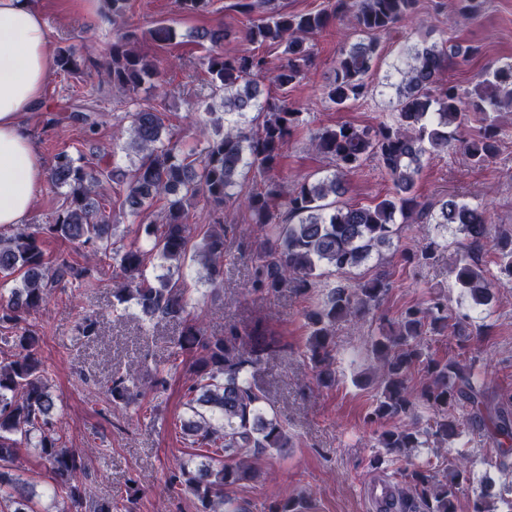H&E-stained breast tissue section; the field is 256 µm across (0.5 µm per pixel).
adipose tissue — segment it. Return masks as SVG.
Here are the masks:
<instances>
[{"label": "adipose tissue", "mask_w": 512, "mask_h": 512, "mask_svg": "<svg viewBox=\"0 0 512 512\" xmlns=\"http://www.w3.org/2000/svg\"><path fill=\"white\" fill-rule=\"evenodd\" d=\"M55 66L37 0H0V226L24 223L46 177L22 116Z\"/></svg>", "instance_id": "obj_1"}]
</instances>
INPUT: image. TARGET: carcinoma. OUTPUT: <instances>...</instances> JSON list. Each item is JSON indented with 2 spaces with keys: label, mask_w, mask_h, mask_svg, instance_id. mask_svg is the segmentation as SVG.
<instances>
[{
  "label": "carcinoma",
  "mask_w": 512,
  "mask_h": 512,
  "mask_svg": "<svg viewBox=\"0 0 512 512\" xmlns=\"http://www.w3.org/2000/svg\"><path fill=\"white\" fill-rule=\"evenodd\" d=\"M101 2L102 13L112 22L125 16L127 0ZM211 3L179 0L180 9L188 15L208 12ZM486 3L450 0L448 22L475 18ZM416 8L417 0H331L328 8L307 13L271 8L265 20L247 30L246 38L283 47L284 57L277 64L259 53L224 54L221 27L197 31V38L209 43L201 66L212 95L221 96L226 118L215 121L216 137L195 158L163 135L162 113L135 97L138 88L157 75L156 64L131 47L136 35L125 33L112 43L109 56L96 67L134 106L126 113V149L134 152L136 162L123 206L138 218L154 199L163 197L162 223L143 225V242L112 248V203L99 189L113 172L92 168L82 154L75 157L61 151L49 172L54 186L66 188L61 208L46 224H20L11 234L0 233V273H22L20 286L0 291V330L11 331L4 342L15 348L0 359V512H37L19 466L23 448L37 452L54 481L53 494L63 496L56 512H81V506L86 512H116L110 497L86 499L85 464L81 455L60 441L53 421L52 381L38 354L39 336L29 323L55 289L76 283L92 287L98 265L106 259L127 278L126 287L113 293L112 306H133L151 320L178 323L176 348L197 351L184 386L188 416L181 419L180 429L204 462L183 465L176 483L199 502V512H248L241 505L232 506L227 489L256 480L261 457L288 447V433L255 381L261 354L270 344H250L235 327L224 330L222 336L207 334L187 311L181 269L187 260H195L206 269L210 282L223 280L224 207L237 201L239 180L250 173L262 178L263 188L241 201L259 231L248 291L275 296L292 288L305 294L324 276L323 267L342 276L322 290L316 308L307 315L306 356L322 385L333 380L336 322L378 306L389 288L383 275L353 282L345 274L391 244L407 220L434 225L435 235L414 255L419 265L435 261L444 248L448 227L455 225L472 240L490 245L498 283L512 284V230L492 234L485 205L458 195L420 201L414 194L424 157L432 153L457 147L478 166L495 155L500 118L512 113V63L485 68L466 89L440 84L443 70L470 63L479 52L475 46L442 40L407 47L395 68V101L389 119L372 129L341 124L318 130L311 146L329 161L332 171L287 192L275 179L289 138L303 122V112L285 99L260 97L257 79L271 72L283 89L299 82L311 63L308 40L336 19L373 36L390 31ZM378 58L379 45L373 39L342 46L333 82L326 88L327 99L336 106L367 99L371 91L367 79ZM56 67L71 76L87 69L85 62L62 49L56 54ZM472 121L479 123L477 135L460 139V129ZM367 162L377 163L386 172L392 191L370 205H336L347 175ZM198 200L207 208V224L186 222L187 207ZM48 238L81 248L85 264L64 257L47 261L43 243ZM153 261L166 269L156 283L147 271ZM455 284L477 305L490 301L489 270L465 257L455 264ZM449 331L467 335L466 320L458 317L449 322L448 298L440 295L424 307L406 308L389 330L371 339L379 396L368 419L403 421L381 433L380 447L389 455H405L433 440L445 443L472 430L496 443V465L511 468L512 390L492 391L472 367L425 350V336ZM414 369L423 377L418 389L409 380ZM136 387L128 375L113 372L107 388L113 408L127 410ZM420 407L430 413L423 426L419 425ZM471 475L473 461L465 456L441 476L426 463L415 464L404 472L401 484L384 486L376 499L379 512H457L459 486Z\"/></svg>",
  "instance_id": "cac0c4a2"
}]
</instances>
